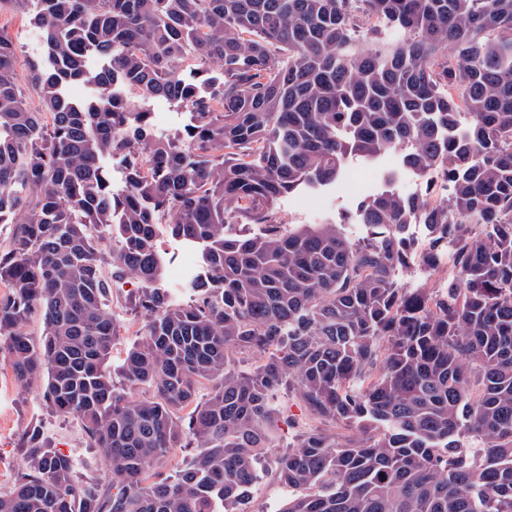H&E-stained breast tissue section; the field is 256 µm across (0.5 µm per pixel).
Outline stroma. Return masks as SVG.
Returning a JSON list of instances; mask_svg holds the SVG:
<instances>
[{
    "mask_svg": "<svg viewBox=\"0 0 512 512\" xmlns=\"http://www.w3.org/2000/svg\"><path fill=\"white\" fill-rule=\"evenodd\" d=\"M0 33L15 44L18 66L41 54L43 44L27 16L5 12L0 14ZM391 180L393 188L405 196L427 198L440 203L448 193L441 184L407 173L398 150H388L379 163L349 161L341 185L318 192H295L283 195L273 205L279 219L285 224H320L340 220L347 212L379 188L384 180ZM159 248L166 252L169 264L165 272V285L172 288L178 301H185L189 293L178 275L182 264L196 263V251L186 250L173 238L167 226H160L157 234ZM137 282L129 277L113 280V309L117 317L118 334L112 351L113 367H120L129 347L136 343L142 332L144 319L131 309V300L137 293ZM41 383H17L6 360L0 358V493L11 491L18 475L25 468V450L21 437L30 428H38L44 438L62 453L76 461L75 479L88 485L103 482L107 476L106 460L90 448L88 438L78 420L63 417L52 411L43 398ZM304 404L289 398L277 430L276 447L266 449L260 459V478L247 494V512H279L292 491L276 479L277 458L281 446L293 441L306 427L317 426Z\"/></svg>",
    "mask_w": 512,
    "mask_h": 512,
    "instance_id": "35a3bbf8",
    "label": "stroma"
}]
</instances>
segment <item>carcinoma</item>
<instances>
[{
	"instance_id": "obj_1",
	"label": "carcinoma",
	"mask_w": 512,
	"mask_h": 512,
	"mask_svg": "<svg viewBox=\"0 0 512 512\" xmlns=\"http://www.w3.org/2000/svg\"><path fill=\"white\" fill-rule=\"evenodd\" d=\"M6 11L28 15L46 51L20 73L0 34V215L14 224L0 339L15 380L44 382L109 473L77 484L74 459L32 431L0 512H242L287 389L352 434L298 435L276 476L301 494L281 512H512V0H0ZM378 28L396 37L370 38ZM189 59L219 75L191 82ZM129 87L189 109L185 136H153ZM391 148L441 175L448 200L387 187L356 207L357 241L340 223L280 229L279 197ZM118 152L116 191L101 160ZM239 217L267 231L229 234ZM162 222L201 248L186 304L164 288ZM450 242L442 287L399 284L396 270L437 269ZM105 264L139 281L146 316L122 392ZM232 350L263 359L241 370ZM182 442L197 452L168 474Z\"/></svg>"
}]
</instances>
